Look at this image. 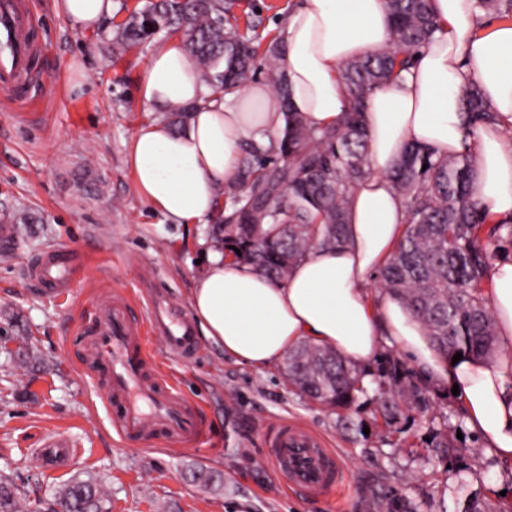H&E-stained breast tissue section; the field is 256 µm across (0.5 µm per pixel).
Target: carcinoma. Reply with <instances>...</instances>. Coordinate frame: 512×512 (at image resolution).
<instances>
[{
  "label": "carcinoma",
  "mask_w": 512,
  "mask_h": 512,
  "mask_svg": "<svg viewBox=\"0 0 512 512\" xmlns=\"http://www.w3.org/2000/svg\"><path fill=\"white\" fill-rule=\"evenodd\" d=\"M478 7L512 21V0H477ZM390 39L379 49L341 66L339 81L348 100L334 126H307L289 103L280 60L279 34L262 37L260 22L241 31L235 0H139L112 30V55L151 42L158 34L182 38L200 81L213 99L238 92L259 74L281 98L284 127L265 146L246 143L237 175L224 183V248L266 276L284 281L291 267L315 247L332 248L345 234L352 192L371 173L368 131L363 114L371 93L399 78L418 51L439 30L428 0H387ZM195 106L166 113L177 131L189 125ZM473 125L494 120L480 87L463 98ZM477 159L470 154L438 155L420 144L407 145L389 173L407 204L406 228L377 271L380 287L399 297L421 320L436 346L448 353L488 357L496 347V325L483 282L488 244L512 238V224H495L474 202ZM288 385L321 404L346 408L362 390L355 367L331 349L307 342L284 358ZM57 500L72 512H107L105 493L92 476L76 477ZM0 512H24L16 487L0 477Z\"/></svg>",
  "instance_id": "cac0c4a2"
}]
</instances>
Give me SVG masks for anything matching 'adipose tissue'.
Returning a JSON list of instances; mask_svg holds the SVG:
<instances>
[{
    "mask_svg": "<svg viewBox=\"0 0 512 512\" xmlns=\"http://www.w3.org/2000/svg\"><path fill=\"white\" fill-rule=\"evenodd\" d=\"M74 27L103 28L113 0H55ZM440 29L414 67L369 98L365 125L373 173L352 194L341 245L311 250L277 284L243 260L225 257L221 226L213 222L219 194L235 172L247 140L268 143L284 126L276 92L254 83L207 99L179 41L157 42L137 84L138 102L156 112L194 105L188 128L147 123L133 134L128 163L137 193L179 224L210 225L204 266L189 305L201 336L256 370L277 365L302 340L335 349L367 367L383 346L401 351L428 384L457 389L456 401L485 455L512 475V253L488 270L487 301L496 319L495 359L460 361L437 350L422 323L400 300L372 292V278L405 229L406 202L387 171L408 143L437 154L477 147L475 200L493 222L512 223V23L492 21L474 0H429ZM386 0H302L285 28L283 68L292 110L308 125H335L346 100L340 66L386 45ZM477 82L495 120L478 143L467 136L462 93Z\"/></svg>",
    "mask_w": 512,
    "mask_h": 512,
    "instance_id": "adipose-tissue-1",
    "label": "adipose tissue"
}]
</instances>
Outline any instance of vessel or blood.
<instances>
[{
  "instance_id": "b4317fda",
  "label": "vessel or blood",
  "mask_w": 512,
  "mask_h": 512,
  "mask_svg": "<svg viewBox=\"0 0 512 512\" xmlns=\"http://www.w3.org/2000/svg\"><path fill=\"white\" fill-rule=\"evenodd\" d=\"M34 21L27 0H0V93L28 101L33 85L30 63L36 50ZM82 269L79 257L64 247L46 250L28 269L32 280L50 290L71 287ZM146 319L136 318L120 293L87 300L81 328L83 370L96 384L105 404H119L113 425L120 437H162L173 445L195 446L204 432L197 407L169 383L146 340L160 336L168 350L191 360L197 342L185 312L151 295ZM266 459L290 487L316 497L341 479V467L323 441L304 427L280 422L266 435Z\"/></svg>"
}]
</instances>
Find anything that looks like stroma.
<instances>
[{
    "instance_id": "35a3bbf8",
    "label": "stroma",
    "mask_w": 512,
    "mask_h": 512,
    "mask_svg": "<svg viewBox=\"0 0 512 512\" xmlns=\"http://www.w3.org/2000/svg\"><path fill=\"white\" fill-rule=\"evenodd\" d=\"M35 9L42 94L23 105L0 95V476L29 512H50L57 490L88 473L101 481L108 512H465L470 497L503 512L493 464L461 410L420 386L393 348L365 370L363 392L342 410L296 394L282 367L254 370L206 338L188 362L152 339L162 373L198 405L206 433L192 448L120 440L81 367L84 297L103 284L135 301L140 317L148 276L188 309L204 228L165 220L133 186L129 142L155 118L135 97L151 46L110 64L102 32L74 28L54 0H36ZM77 62L79 91L71 88ZM19 214L29 222L12 223ZM57 246L85 258L83 278L62 294L25 276L29 262ZM392 360L403 371L393 388L401 411L387 421L377 383ZM416 387L425 406L412 396ZM286 419L322 437L343 465V481L324 496L287 487L261 459L267 427ZM55 436L76 453L49 467L40 450ZM443 438L447 451L435 452Z\"/></svg>"
}]
</instances>
